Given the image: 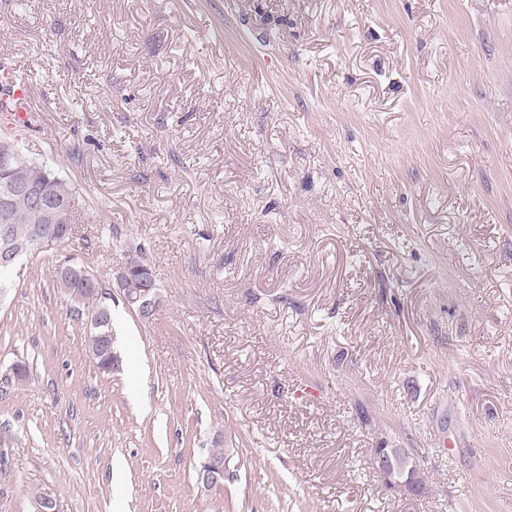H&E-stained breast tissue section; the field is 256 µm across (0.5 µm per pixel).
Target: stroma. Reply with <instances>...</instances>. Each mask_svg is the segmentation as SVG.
Returning a JSON list of instances; mask_svg holds the SVG:
<instances>
[{"mask_svg":"<svg viewBox=\"0 0 512 512\" xmlns=\"http://www.w3.org/2000/svg\"><path fill=\"white\" fill-rule=\"evenodd\" d=\"M1 58L83 234L0 292V512H512V0H0ZM138 244L105 373L55 267ZM215 448H208L207 455L211 457L213 460H223L224 455L227 454L226 449L221 448V446H215ZM226 471V459H224V463H219L215 461L211 462H202L196 468V478L197 484L207 488L211 484L216 482H220L224 480V474ZM217 484L212 485L209 488L216 487ZM374 463L378 472L387 482L397 485L407 483L404 472L399 466L395 449L391 452H387L383 448L376 449Z\"/></svg>","mask_w":512,"mask_h":512,"instance_id":"35a3bbf8","label":"stroma"}]
</instances>
